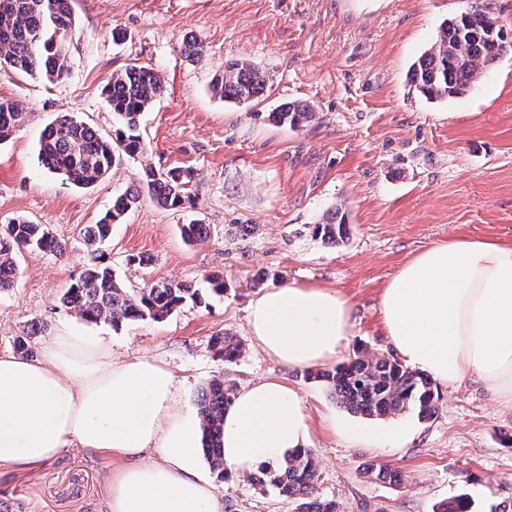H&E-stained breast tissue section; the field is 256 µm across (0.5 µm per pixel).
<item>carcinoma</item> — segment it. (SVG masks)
Returning a JSON list of instances; mask_svg holds the SVG:
<instances>
[{"label": "carcinoma", "instance_id": "carcinoma-1", "mask_svg": "<svg viewBox=\"0 0 512 512\" xmlns=\"http://www.w3.org/2000/svg\"><path fill=\"white\" fill-rule=\"evenodd\" d=\"M494 19L484 0H472L469 10L449 19L435 43L412 66L410 86L429 99L457 98L470 91L476 79L501 57L512 53V39L499 25L489 33ZM75 30L70 0H0V67L6 66L48 82L60 81L69 73L68 48ZM271 77L255 66L232 62L216 77L213 90L224 100L238 104L263 94ZM164 90V78L151 67L131 66L112 75L105 100L112 111V137L105 138L87 122L73 116L50 124L38 142V159L69 183L88 187L118 164L121 156L135 157L147 151L140 120ZM279 125L297 128L313 118L312 109L288 102L271 113ZM23 112L12 102L0 101V141L19 129ZM194 172L174 168L157 174L146 172V185L134 188L112 201V209L95 224L83 229L93 263L74 280L62 301L66 308L90 322L160 321L187 301L201 300L199 289L188 283L157 280L137 291L124 287L97 252L111 235L112 224L140 204L142 193L164 208L179 209L191 203ZM314 233L328 245L347 238L348 224L333 214L314 226ZM190 242L208 235L207 225L197 221L182 225ZM59 253L62 244L45 224L13 219L0 236V290L12 288L18 280L16 251ZM214 347L226 362L235 361L241 345L229 332L213 338ZM337 402L353 413L387 417L409 409L422 418L439 410V393L432 380L401 362L385 356H355L331 370L318 373ZM234 387L220 379L210 381L198 397L202 418L203 445L207 459L221 479H228L224 467V406L231 402ZM316 460L312 450L299 448L277 466L266 465L250 476L255 485H271L279 495L298 502L297 512H337L336 502L316 496Z\"/></svg>", "mask_w": 512, "mask_h": 512}]
</instances>
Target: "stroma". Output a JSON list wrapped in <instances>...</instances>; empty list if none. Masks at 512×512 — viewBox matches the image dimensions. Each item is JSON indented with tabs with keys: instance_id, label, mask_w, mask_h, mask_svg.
I'll list each match as a JSON object with an SVG mask.
<instances>
[{
	"instance_id": "35a3bbf8",
	"label": "stroma",
	"mask_w": 512,
	"mask_h": 512,
	"mask_svg": "<svg viewBox=\"0 0 512 512\" xmlns=\"http://www.w3.org/2000/svg\"><path fill=\"white\" fill-rule=\"evenodd\" d=\"M470 0H74L76 33L70 74L51 84L0 68V100L26 119L0 143V229L16 217L48 225L64 254L20 251L16 287L0 292V354L28 337L38 357L52 336L72 328L98 339L121 361L146 356L168 366L182 403L195 409L200 388L223 378L235 386L282 379L303 398L308 445L316 453L317 494L339 512H434L467 495L471 512H493L512 495V409L482 381L439 386V411L367 418L337 404L305 369L286 368L256 348L247 308L258 274L275 285H318L352 304L354 327L338 362L395 352L384 333L380 293L418 251L457 237L512 241V54L482 73L462 97L430 100L413 90L411 65L436 41L443 22ZM121 40H113V31ZM202 54L187 59L184 40ZM267 71L265 93L247 104L216 96L213 77L230 62ZM132 65L154 68L165 88L143 113L146 155L123 158L90 187L66 184L38 161V141L70 115L112 131L105 89ZM287 102L310 105L299 128L269 114ZM191 168L193 206L164 209L149 199L112 227L101 251L127 288L155 280L192 283L204 301L168 318L120 326L88 322L61 298L90 258L81 230L113 197L139 186L146 167ZM344 213L347 240L324 244L313 226ZM198 219L206 239L188 243L180 227ZM238 224L254 225L247 237ZM149 256L148 265L130 256ZM223 273L224 294L206 277ZM41 332H33V325ZM233 332L244 350L218 357L211 338ZM357 431L329 430L326 418ZM404 422L414 430L400 448H383L372 432ZM400 479H376V468ZM113 465L80 448L31 470L0 474V512H108ZM224 512H296L295 501L246 478L216 483Z\"/></svg>"
}]
</instances>
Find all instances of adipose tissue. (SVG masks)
<instances>
[{
  "label": "adipose tissue",
  "instance_id": "1",
  "mask_svg": "<svg viewBox=\"0 0 512 512\" xmlns=\"http://www.w3.org/2000/svg\"><path fill=\"white\" fill-rule=\"evenodd\" d=\"M380 314L405 366L452 386L478 377L512 407V242L460 237L428 246L384 284ZM353 307L338 291L288 284L248 306L256 345L288 368L336 359ZM298 391L279 380L242 386L224 410V465L244 477L305 447ZM195 413L156 361L110 360L102 344L65 329L40 358L0 355V469L50 463L71 448L121 459L109 512H224L200 460Z\"/></svg>",
  "mask_w": 512,
  "mask_h": 512
}]
</instances>
